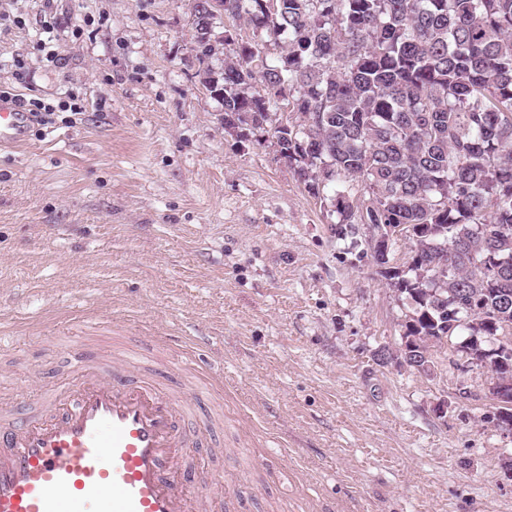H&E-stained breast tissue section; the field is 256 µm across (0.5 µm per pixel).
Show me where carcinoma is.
<instances>
[{
  "instance_id": "1",
  "label": "carcinoma",
  "mask_w": 512,
  "mask_h": 512,
  "mask_svg": "<svg viewBox=\"0 0 512 512\" xmlns=\"http://www.w3.org/2000/svg\"><path fill=\"white\" fill-rule=\"evenodd\" d=\"M217 2L257 34L287 38L252 71L257 44L226 40L218 53L193 19L195 60L224 55V115L252 112L245 129L265 131L288 102L298 118L288 165L315 198L333 187L334 236L411 225L416 261L447 263L432 287L448 309H477L481 330L453 335L512 344V306L499 309L503 293L512 298V263H498L512 259V0H278L272 16L262 0ZM383 277L416 302L411 335L444 333L415 274Z\"/></svg>"
}]
</instances>
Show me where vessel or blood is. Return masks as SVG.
<instances>
[{
	"label": "vessel or blood",
	"mask_w": 512,
	"mask_h": 512,
	"mask_svg": "<svg viewBox=\"0 0 512 512\" xmlns=\"http://www.w3.org/2000/svg\"><path fill=\"white\" fill-rule=\"evenodd\" d=\"M27 129V112L0 100V148ZM77 368L78 384L43 394L35 413L0 402V512H224L216 476L188 455L223 445L222 376L198 367L163 386L122 347L80 353Z\"/></svg>",
	"instance_id": "vessel-or-blood-1"
}]
</instances>
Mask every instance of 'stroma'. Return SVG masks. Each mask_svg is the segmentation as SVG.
<instances>
[{
	"instance_id": "35a3bbf8",
	"label": "stroma",
	"mask_w": 512,
	"mask_h": 512,
	"mask_svg": "<svg viewBox=\"0 0 512 512\" xmlns=\"http://www.w3.org/2000/svg\"><path fill=\"white\" fill-rule=\"evenodd\" d=\"M3 14L0 82L83 116L0 149V397L33 409L74 386L76 348L156 368L187 345L224 378V447L201 464L229 474L226 512H512L488 371L448 345L428 374L375 359L407 300L332 235L270 135L225 132L191 0ZM266 454L283 475L255 468Z\"/></svg>"
}]
</instances>
